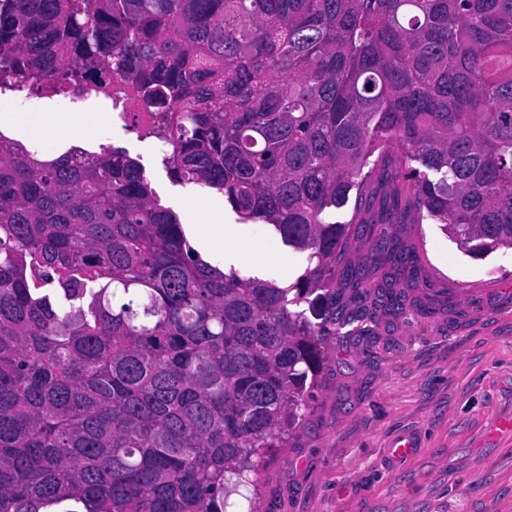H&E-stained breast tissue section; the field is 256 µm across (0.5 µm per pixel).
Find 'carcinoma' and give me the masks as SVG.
I'll return each mask as SVG.
<instances>
[{"label":"carcinoma","mask_w":512,"mask_h":512,"mask_svg":"<svg viewBox=\"0 0 512 512\" xmlns=\"http://www.w3.org/2000/svg\"><path fill=\"white\" fill-rule=\"evenodd\" d=\"M133 69L173 179L307 253L292 283L192 248L125 151L0 135V512H226L307 415L351 225L512 251V0H0V80ZM377 208L333 219L350 194ZM415 267L382 231L371 260Z\"/></svg>","instance_id":"1"}]
</instances>
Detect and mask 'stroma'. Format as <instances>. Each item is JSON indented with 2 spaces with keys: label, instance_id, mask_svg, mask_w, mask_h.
I'll return each instance as SVG.
<instances>
[{
  "label": "stroma",
  "instance_id": "35a3bbf8",
  "mask_svg": "<svg viewBox=\"0 0 512 512\" xmlns=\"http://www.w3.org/2000/svg\"><path fill=\"white\" fill-rule=\"evenodd\" d=\"M120 147L136 159L161 204L173 210L191 245L223 263L193 226L199 212L238 217L223 193L171 178L137 133L82 141L96 153ZM387 232L416 247V270L396 271L388 257L368 260L372 237L352 242L373 340L339 344L321 364L304 425L288 447L262 463L255 512H512V255L476 259L437 224L410 220ZM266 265L300 275L305 254L258 224ZM405 297L404 311L385 310L386 280ZM415 446L405 457L393 444Z\"/></svg>",
  "mask_w": 512,
  "mask_h": 512
}]
</instances>
